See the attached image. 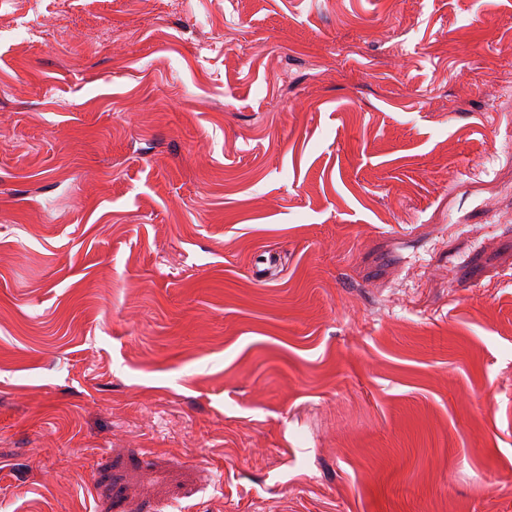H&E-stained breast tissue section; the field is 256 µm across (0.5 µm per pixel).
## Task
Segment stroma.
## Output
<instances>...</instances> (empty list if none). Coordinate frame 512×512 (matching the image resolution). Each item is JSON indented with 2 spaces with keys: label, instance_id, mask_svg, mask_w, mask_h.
Returning <instances> with one entry per match:
<instances>
[{
  "label": "stroma",
  "instance_id": "stroma-1",
  "mask_svg": "<svg viewBox=\"0 0 512 512\" xmlns=\"http://www.w3.org/2000/svg\"><path fill=\"white\" fill-rule=\"evenodd\" d=\"M512 0H0V512H512Z\"/></svg>",
  "mask_w": 512,
  "mask_h": 512
}]
</instances>
